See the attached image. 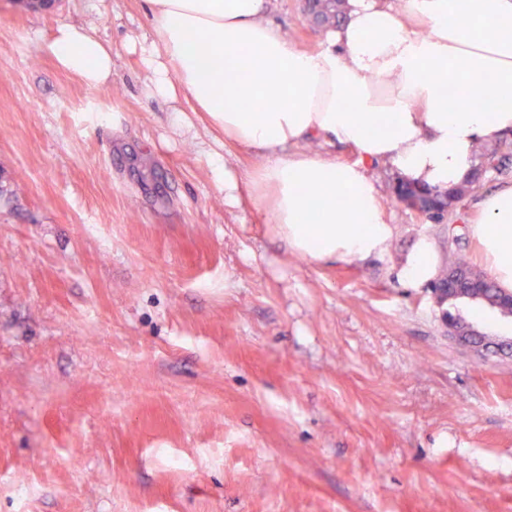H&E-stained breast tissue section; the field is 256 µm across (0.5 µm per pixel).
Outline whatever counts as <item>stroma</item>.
I'll use <instances>...</instances> for the list:
<instances>
[{
    "instance_id": "obj_1",
    "label": "stroma",
    "mask_w": 512,
    "mask_h": 512,
    "mask_svg": "<svg viewBox=\"0 0 512 512\" xmlns=\"http://www.w3.org/2000/svg\"><path fill=\"white\" fill-rule=\"evenodd\" d=\"M304 0H269L300 49ZM112 46L87 85L48 45ZM145 0H0V512H512V356L448 334L400 269L480 266L469 224L512 183L487 171L444 223L391 203L389 251L315 264L209 164L262 162L150 96L128 36ZM49 50L58 64L90 86H101L112 79V47L90 28L64 25L58 28ZM212 174L216 183L224 187V200L237 204L241 193L240 182L224 167L220 160H212ZM438 274L435 253L432 244L425 239L418 241L402 269V277L407 286L418 288L430 282Z\"/></svg>"
}]
</instances>
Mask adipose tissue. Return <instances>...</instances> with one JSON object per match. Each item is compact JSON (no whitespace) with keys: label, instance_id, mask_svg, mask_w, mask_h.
I'll list each match as a JSON object with an SVG mask.
<instances>
[{"label":"adipose tissue","instance_id":"obj_1","mask_svg":"<svg viewBox=\"0 0 512 512\" xmlns=\"http://www.w3.org/2000/svg\"><path fill=\"white\" fill-rule=\"evenodd\" d=\"M153 31L132 36L150 95L184 99L226 137L263 158L247 185L213 161L235 204L241 191L269 204L277 236L310 261L364 260L387 252L392 226L368 175L393 164L401 181L446 189L467 181L473 151L512 132V104L489 112L473 88L496 98L512 85V0H345L339 26L315 52L300 50L265 18L267 0H146ZM58 64L86 84L112 78V48L90 28L64 25L49 45ZM454 88L447 98L446 88ZM274 100L262 112L243 98ZM314 139L351 147L353 164L301 153ZM320 207L316 224L302 216ZM469 227L487 276L512 291V185L485 194ZM437 274L428 240L402 269L417 288Z\"/></svg>","mask_w":512,"mask_h":512}]
</instances>
